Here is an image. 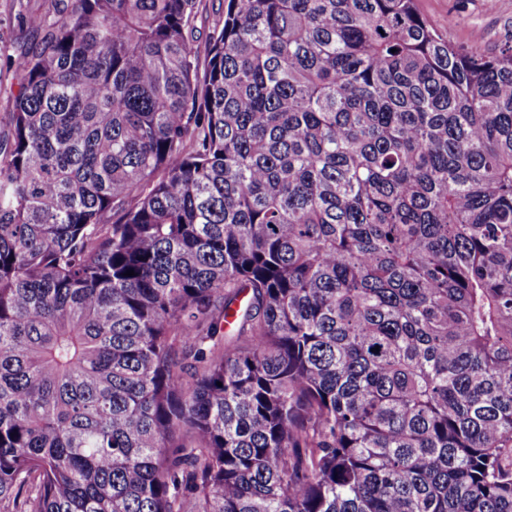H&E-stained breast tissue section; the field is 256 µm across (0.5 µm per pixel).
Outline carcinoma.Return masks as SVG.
Returning a JSON list of instances; mask_svg holds the SVG:
<instances>
[{
	"label": "carcinoma",
	"mask_w": 512,
	"mask_h": 512,
	"mask_svg": "<svg viewBox=\"0 0 512 512\" xmlns=\"http://www.w3.org/2000/svg\"><path fill=\"white\" fill-rule=\"evenodd\" d=\"M199 15L50 0L7 60L0 512H512V45Z\"/></svg>",
	"instance_id": "obj_1"
}]
</instances>
